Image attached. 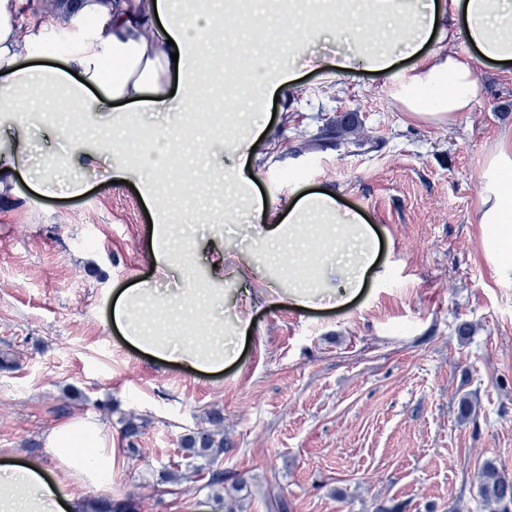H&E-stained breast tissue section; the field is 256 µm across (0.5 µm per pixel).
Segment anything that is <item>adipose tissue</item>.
Instances as JSON below:
<instances>
[{
    "mask_svg": "<svg viewBox=\"0 0 512 512\" xmlns=\"http://www.w3.org/2000/svg\"><path fill=\"white\" fill-rule=\"evenodd\" d=\"M21 0H0V112H15L25 98H54L84 114L110 111L112 104L165 111L172 92L189 107L202 48L197 36L215 31L207 15L176 17L172 0H78L69 22L81 30L63 66L39 67L30 60L37 45L54 34L59 21L33 16L20 23ZM336 9V27L348 35L347 52L337 54V71L395 75L396 100L416 119L445 124L456 113L470 111L482 92L475 76L477 62L512 61V0H306L297 9L294 46L320 38L318 24L327 6ZM472 47L469 55L455 49L457 39ZM410 68L395 73L398 57ZM500 174L495 188L482 197L479 221L491 240V255L512 244V141H501L489 161ZM265 228L256 252L279 255V267L292 266L295 249L313 255L308 288L288 286L286 299L309 307L323 297L357 294L364 273L376 257L374 230L356 212L341 209L338 196L324 192L294 200L287 214L251 202ZM204 282L179 295L160 296L149 283L119 292L112 321L124 341L157 359L200 372L222 370L235 349L223 332L207 340L193 336H156L146 325L160 311L194 318L224 303L217 288L223 256H216ZM45 446L56 463L54 479H46L32 461L0 463V512H90L86 502L69 494L71 485H111L116 450L112 437L92 416L55 426Z\"/></svg>",
    "mask_w": 512,
    "mask_h": 512,
    "instance_id": "ef3b65f1",
    "label": "adipose tissue"
}]
</instances>
